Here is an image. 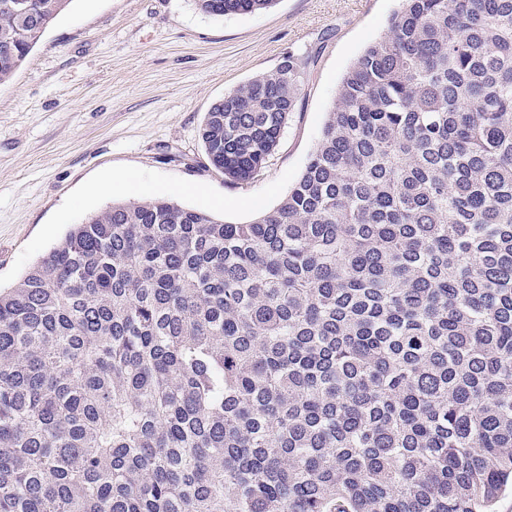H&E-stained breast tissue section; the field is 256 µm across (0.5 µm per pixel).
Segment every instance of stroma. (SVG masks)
<instances>
[{"label":"stroma","mask_w":512,"mask_h":512,"mask_svg":"<svg viewBox=\"0 0 512 512\" xmlns=\"http://www.w3.org/2000/svg\"><path fill=\"white\" fill-rule=\"evenodd\" d=\"M400 0H278L210 17L194 0H72L0 85V287L115 201L169 198L246 224L302 174L338 85ZM311 52L297 108L254 180L226 182L199 138L224 93ZM127 174L132 187L105 193Z\"/></svg>","instance_id":"obj_1"}]
</instances>
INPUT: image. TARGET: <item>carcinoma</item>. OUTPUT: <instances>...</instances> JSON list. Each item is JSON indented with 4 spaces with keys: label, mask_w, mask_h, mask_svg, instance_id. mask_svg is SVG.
Wrapping results in <instances>:
<instances>
[{
    "label": "carcinoma",
    "mask_w": 512,
    "mask_h": 512,
    "mask_svg": "<svg viewBox=\"0 0 512 512\" xmlns=\"http://www.w3.org/2000/svg\"><path fill=\"white\" fill-rule=\"evenodd\" d=\"M71 3L0 0V84ZM307 65L206 113L225 180L265 168ZM508 489L512 0H401L274 209L114 202L0 290V512H494Z\"/></svg>",
    "instance_id": "carcinoma-1"
}]
</instances>
